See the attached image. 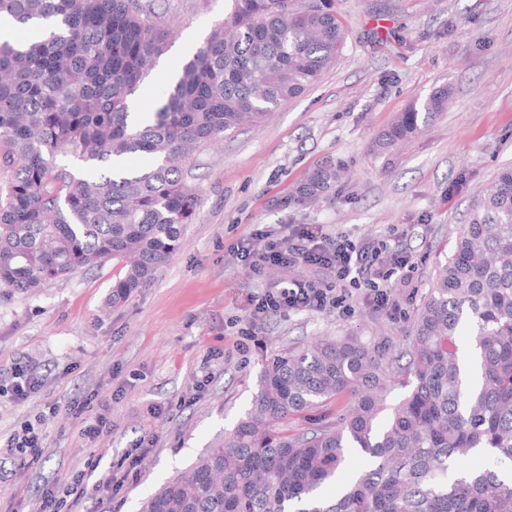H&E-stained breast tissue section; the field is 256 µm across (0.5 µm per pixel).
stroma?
Wrapping results in <instances>:
<instances>
[{"instance_id": "1", "label": "stroma", "mask_w": 512, "mask_h": 512, "mask_svg": "<svg viewBox=\"0 0 512 512\" xmlns=\"http://www.w3.org/2000/svg\"><path fill=\"white\" fill-rule=\"evenodd\" d=\"M225 0H155L178 27L177 44L146 84L147 101L166 89L183 40L202 38L224 17ZM347 29L338 61L303 95L264 123L198 153L189 174L201 189L184 245L125 303L108 305L111 263L36 295L0 294V512H28L49 482L80 472L99 479L140 454L134 484L90 492L84 512H141L144 501L223 440L249 412L261 372L277 355L326 336H359L402 346L449 253L455 225L498 170L512 165V0H330ZM448 88L430 125L380 153L375 143L414 98ZM347 175L296 209L283 201L314 169ZM464 183H457L459 173ZM304 225L316 234L370 239L412 253L410 278L393 276L399 303L388 315L359 303L358 284L337 286L304 264L254 273L228 252L239 239L279 238ZM339 287L354 309L269 317L257 340L241 336L258 294L286 281ZM37 374L27 400L7 389L18 370ZM76 400L105 408L108 429L95 441L80 420L59 413L46 424L35 464L5 451L25 420ZM153 437L148 451L139 444Z\"/></svg>"}]
</instances>
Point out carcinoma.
I'll list each match as a JSON object with an SVG mask.
<instances>
[{
    "instance_id": "carcinoma-1",
    "label": "carcinoma",
    "mask_w": 512,
    "mask_h": 512,
    "mask_svg": "<svg viewBox=\"0 0 512 512\" xmlns=\"http://www.w3.org/2000/svg\"><path fill=\"white\" fill-rule=\"evenodd\" d=\"M229 2L145 113L132 97L177 37L149 0H0V17L41 29L0 41V288L35 293L110 260L112 305L124 303L196 220L192 156L303 94L344 47L326 0ZM448 95L413 100L377 149L426 127ZM131 156L151 164L113 171ZM338 178L319 167L284 204L305 206ZM396 383L408 391L389 405ZM332 403L333 420L290 426ZM353 452L368 467L326 499ZM477 452L494 466L469 468ZM143 512H512V166L437 263L405 348L346 336L276 356L248 416Z\"/></svg>"
}]
</instances>
